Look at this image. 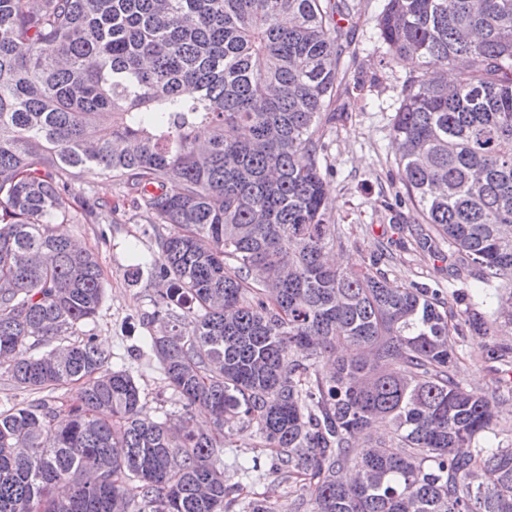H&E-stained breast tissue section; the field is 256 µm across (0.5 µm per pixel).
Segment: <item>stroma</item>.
I'll return each instance as SVG.
<instances>
[{
  "instance_id": "35a3bbf8",
  "label": "stroma",
  "mask_w": 512,
  "mask_h": 512,
  "mask_svg": "<svg viewBox=\"0 0 512 512\" xmlns=\"http://www.w3.org/2000/svg\"><path fill=\"white\" fill-rule=\"evenodd\" d=\"M358 3L357 12L345 24L350 38L330 106L340 119L328 125L321 152V169L331 187L329 221L337 225L345 242V261L356 269L369 268L381 249H389L394 260L383 270L390 281L458 290L471 296L478 311L490 312L496 306L493 286L449 278L447 245L440 243L425 251L415 245L416 212L409 202L396 199L401 186L392 122L403 83L421 70L408 60L389 62L376 27L384 0ZM82 190L89 201H115L119 208L108 219L76 206L67 220L55 224L72 244L95 255L103 277L98 313L80 327L78 337L94 339L130 367L152 416L178 419L184 413L182 400L167 385L155 356L140 346L141 337L161 333L165 326L161 320L148 327L142 323L154 310L158 285L149 266L138 271L133 268L134 256L156 257L158 234H172L175 227L153 224L150 214L120 200L119 189L112 183L89 176ZM484 343V337H467L457 362L459 380L482 393L494 386L488 364L481 357ZM79 390V385L69 384L52 392L27 391L0 369V410L42 402L71 403ZM221 457L230 483L240 486L238 503L230 512H242L243 505L254 498L267 499L274 512H288V484L273 469L270 451L261 447L254 428H237ZM251 458L258 459V467L244 476L236 474L235 461Z\"/></svg>"
}]
</instances>
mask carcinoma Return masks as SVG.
<instances>
[{
	"label": "carcinoma",
	"mask_w": 512,
	"mask_h": 512,
	"mask_svg": "<svg viewBox=\"0 0 512 512\" xmlns=\"http://www.w3.org/2000/svg\"><path fill=\"white\" fill-rule=\"evenodd\" d=\"M357 7L0 0V368L24 389L84 385L66 409L0 410V512H227L237 424L301 482L289 512H512V448L483 442L512 384L481 396L454 372L464 337L512 327V0H384L377 19L391 59L422 70L392 125L415 241L448 245L449 277L496 284L488 317L324 261L343 241L320 153ZM86 172L181 228L151 261L170 335L142 343L209 431L153 419L90 338L29 354L101 304L94 254L52 227Z\"/></svg>",
	"instance_id": "1"
}]
</instances>
